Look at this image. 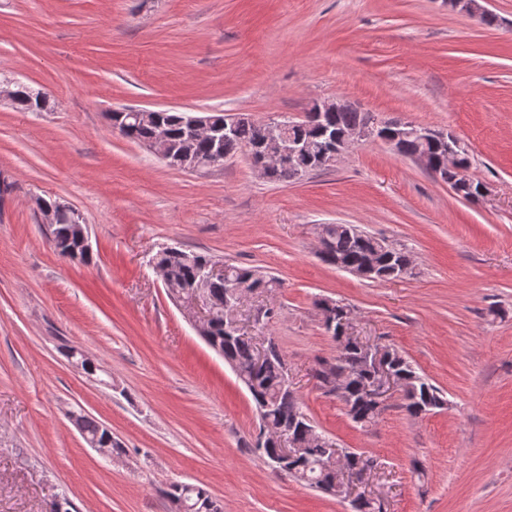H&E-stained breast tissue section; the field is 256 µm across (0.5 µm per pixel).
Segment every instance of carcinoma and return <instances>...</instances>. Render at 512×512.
Wrapping results in <instances>:
<instances>
[{
  "label": "carcinoma",
  "instance_id": "cac0c4a2",
  "mask_svg": "<svg viewBox=\"0 0 512 512\" xmlns=\"http://www.w3.org/2000/svg\"><path fill=\"white\" fill-rule=\"evenodd\" d=\"M184 116L185 113L170 109L148 112L145 119L126 126V137L147 143L153 139L156 129L161 127L166 131L167 151L172 158L192 156L201 162H207L214 157L222 161L238 152L256 153L265 140L266 130L263 124L248 122L238 125L217 146L209 138L191 136ZM370 117L371 113L353 106L322 116H308L301 122L292 123L288 127L289 136L307 144L306 152L293 161V167L305 174L321 170L320 156L336 147V138L346 130L365 124ZM423 151L429 154L431 161L427 172L433 174L440 168L444 154L439 145L425 144L412 136H404L398 140L396 152L401 156L409 158ZM322 232L327 240L323 262L339 270H359L372 258L377 262L378 269L369 278L392 281L399 278L402 270L412 268L413 261L408 252L386 245L384 240L362 231L354 224H324ZM47 240L62 258H73L77 255L82 260L87 258L80 249L74 225L65 220L50 225ZM152 260L155 267L167 277L166 288H193L201 282L204 269L214 262V256L179 246H166L158 250ZM224 267V279L206 283V291L215 306L207 336L224 352V361L231 366L250 393L261 421L274 428L283 426L291 430V435L300 448L298 456L284 462L269 444L257 446L255 451L273 471L285 473L307 486L323 488L329 479L320 466L323 448L307 441L305 426L309 421L300 411L294 389L285 384L284 354L272 344L268 347L267 359L261 365H255L256 347L253 338L232 332L235 313L224 301L230 281L254 292L276 288L279 281L274 276L251 267L228 263ZM346 309L348 306L337 301L330 306H319L322 326L336 341L337 355L334 363L330 364V369L340 379L341 387L329 386L326 369H321L320 375L326 393L336 396L351 407L350 418L366 426L376 422L380 415V411L362 397V388L368 383L374 367V353L342 334ZM388 357L390 365L403 382L404 408L409 415L419 417L443 408L445 399L442 392L421 375L406 356L392 347ZM75 424L84 440L100 446L107 444L109 434L95 418L78 414ZM164 496L173 503L181 498L190 509L202 499L210 500L205 489L181 483L170 485L164 491Z\"/></svg>",
  "mask_w": 512,
  "mask_h": 512
}]
</instances>
